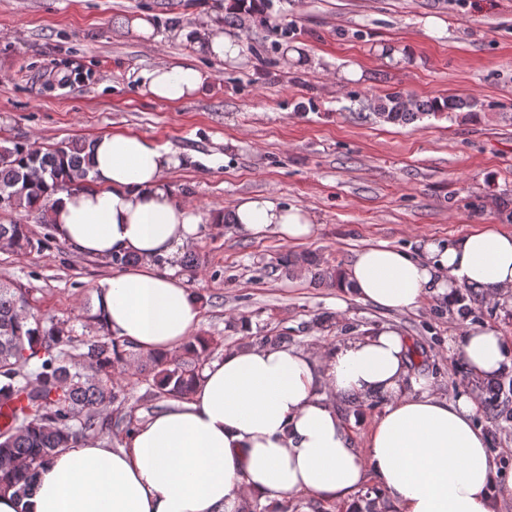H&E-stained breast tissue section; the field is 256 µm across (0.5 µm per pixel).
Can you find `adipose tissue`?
<instances>
[{
	"mask_svg": "<svg viewBox=\"0 0 512 512\" xmlns=\"http://www.w3.org/2000/svg\"><path fill=\"white\" fill-rule=\"evenodd\" d=\"M206 74L192 62L156 68L142 92L178 103ZM174 154L146 138L113 133L93 141L92 187L56 193L46 214L72 251L111 261L134 255L96 292L111 336L146 354L181 351L200 319L184 281L156 261L176 259L203 224L235 233H275L295 241L314 232L313 217L273 195L238 198L229 213L201 212L166 184ZM423 256L384 244L357 252L342 285L390 309L419 307L429 295L482 288L512 298V232H470L430 240ZM463 362L481 380L497 377L512 349L493 328L467 329ZM383 398L364 449L352 444L336 401ZM470 392L448 399L432 378L411 372L408 339L392 326L337 343L325 353L250 342L206 363L184 400L138 420L119 446L81 441L39 468L31 496L0 494V512H280L293 497L352 503L355 512H493L497 470L475 418ZM384 491L373 505L357 496L368 480Z\"/></svg>",
	"mask_w": 512,
	"mask_h": 512,
	"instance_id": "1",
	"label": "adipose tissue"
}]
</instances>
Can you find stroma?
Here are the masks:
<instances>
[{
	"label": "stroma",
	"instance_id": "obj_1",
	"mask_svg": "<svg viewBox=\"0 0 512 512\" xmlns=\"http://www.w3.org/2000/svg\"><path fill=\"white\" fill-rule=\"evenodd\" d=\"M225 0H0V140L62 141L133 134L185 163L167 184L203 212L239 197L272 193L314 214L300 242L270 233L246 238L228 224L201 225L188 252L194 267L161 261L201 295L197 333L222 347L244 335L288 332L289 346L327 351L381 326L416 345L417 371L438 394L478 396L476 421L498 474L512 473V394L470 374L458 352L469 327H492L512 341V305L484 299L470 314L459 299L430 295L412 310H388L349 291L315 283L312 270L287 273L284 253L313 254L346 269L381 243L416 253L419 241L474 230L512 232V0H264L263 16L286 28L270 36L257 18L226 23ZM145 16L157 40L125 28ZM243 35L237 58L198 50L201 19ZM183 60L209 79L190 100L142 94L155 68ZM400 91L421 99L456 95L488 104L479 121L424 118L393 125L359 117L363 104ZM41 251L0 247V282L30 290L34 309L68 320L93 306L112 264L71 251L50 226L31 223ZM356 448L383 409L379 399L339 400Z\"/></svg>",
	"mask_w": 512,
	"mask_h": 512
}]
</instances>
